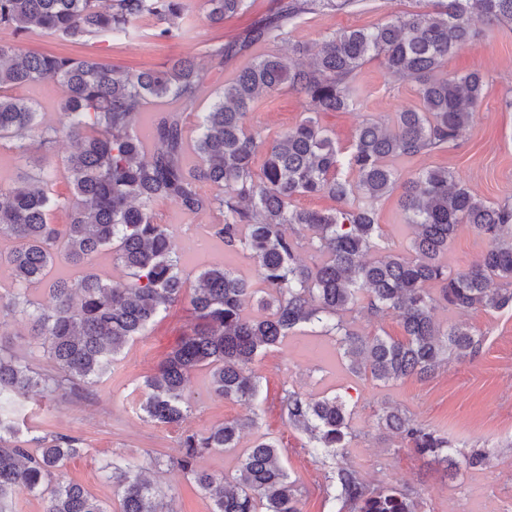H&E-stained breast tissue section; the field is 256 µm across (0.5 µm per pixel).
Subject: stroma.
Here are the masks:
<instances>
[{
    "label": "stroma",
    "instance_id": "35a3bbf8",
    "mask_svg": "<svg viewBox=\"0 0 512 512\" xmlns=\"http://www.w3.org/2000/svg\"><path fill=\"white\" fill-rule=\"evenodd\" d=\"M247 3L245 19H228L221 25L210 24L202 11H195L187 23V33L170 41L152 39L156 23L150 19L136 24L117 43L101 37L75 44L48 35L22 41L21 47L75 58L94 57L125 70L156 67L178 57L194 58L209 72L210 81L183 114L185 135L191 140L197 134L199 115L209 110L219 87L246 64L240 58L217 66L207 54L209 45L219 36L232 39L245 20L264 16L272 6V0ZM431 8V0H358L357 5L344 11L322 9L302 16L290 26L288 38L262 44L259 51L286 59L292 57L294 44L314 52L334 31L370 27L399 12ZM479 28L477 44L458 49L449 56L443 70L451 76L481 73L487 87L484 102L454 147L403 158L395 166L405 177L436 167L449 169L482 199L501 203L512 201V108L506 106L512 99V24L483 22ZM354 82L363 91L356 109L319 116L340 146H349L365 121L388 123L398 112L419 104L413 84L388 74L380 60L371 59L361 65ZM304 115V103L282 89L264 96L248 115L247 124L272 138L298 124ZM70 150L69 141L64 140L51 154L34 148L28 159L22 160L10 143H1L0 184H18L25 172L61 168ZM154 213L157 223L169 225L177 243L192 238V225L215 222L212 212L188 216L166 201L158 202ZM376 213L383 229L379 248L405 252L412 234L402 218L399 193L378 201ZM208 253L205 260L197 254L183 255L185 298L163 312L145 336L130 342L98 382L51 403L38 397L29 399L22 411L25 437L62 433L83 441L82 454L67 461L63 477L82 485L110 510L116 502L102 467L112 456L120 454L142 466L153 459L165 462L178 455L182 433L204 434L219 423L248 413L244 405L216 397L209 372L203 369L185 388L191 411L183 424L156 425L141 417L146 376L196 322L189 297L200 271L213 262L229 266L247 279L255 277V263L249 252L231 250L213 240ZM437 317L444 323H465L482 333L483 349L476 359L451 361L423 381L409 378L382 386L354 377L334 341L307 328L256 359L252 369L260 383L261 403L256 421L242 435L240 445L249 447L263 436L279 443L288 471L302 490V512H338L329 494L336 465L311 457L307 435L290 426L281 413L279 397L283 390L292 388L316 397L339 394L349 402L356 436L346 463L355 467L371 487L396 485L413 490L420 501V512H512V307L491 313L441 309ZM388 404L401 406L456 449L485 448L491 455L490 463L480 470L449 476L444 465L416 456L401 447L398 439L378 429L377 415ZM159 486L174 512H211L210 500L180 471L163 469Z\"/></svg>",
    "mask_w": 512,
    "mask_h": 512
}]
</instances>
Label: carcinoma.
Here are the masks:
<instances>
[{
	"label": "carcinoma",
	"mask_w": 512,
	"mask_h": 512,
	"mask_svg": "<svg viewBox=\"0 0 512 512\" xmlns=\"http://www.w3.org/2000/svg\"><path fill=\"white\" fill-rule=\"evenodd\" d=\"M213 24L240 14L246 0H0V30L16 37L59 34L74 40L126 36L147 18L166 22L152 38L167 41L186 29L194 2ZM357 0H274L265 18L233 39L213 44L209 55L222 66L251 61L224 81L218 99L203 113L188 145L178 112H160L146 133L140 117L158 102L192 105L206 73L190 59L161 69L125 72L95 59L27 51L0 43V141L14 142L19 158L29 140L47 150L60 138L75 144L63 170L25 175L21 185L0 184V269L13 287L0 292V512L21 493L39 495L45 512H108L81 485L62 479L67 460L84 451L81 439L56 434L24 439L18 413L30 395L56 399L96 382L133 340L146 335L163 311L181 301L185 281L171 235L158 224L154 205L175 204L184 214L217 212L212 235L230 248L250 252L263 289L227 266L214 264L198 275L191 305L198 323L181 337L144 380L142 418L156 424L182 422L189 413L183 390L193 374L209 370L213 392L252 406L260 385L256 358L303 327L331 337L349 359L350 373L388 385L409 377L428 378L452 359H474L483 336L463 323L444 325L437 310L496 312L512 305V203L491 204L461 185L446 168L400 180L392 161L450 147L485 97L486 82L472 73L456 78L440 68L448 55L471 44L474 22L512 23V0H440L437 8L399 13L371 28L328 35L305 64L274 55H252L260 44L281 40L299 17L330 8L346 10ZM377 57L386 71L416 86L419 107L396 114L392 124L366 122L348 148L320 124L319 114L359 103L355 71ZM61 85L65 121L50 125L15 87L45 81ZM287 87L306 104L308 115L272 141L246 118L262 96ZM197 156L185 163L187 147ZM265 160L255 171L260 148ZM62 176L75 202L53 197L48 183ZM402 184L401 209L413 231L409 251L381 252L383 235L375 205ZM216 192L206 194L202 187ZM326 196L328 210L299 208L298 197ZM70 210L66 224L52 222L55 210ZM487 241L464 268L448 265V246L462 225ZM128 271L116 286L87 269L102 251ZM319 261L308 265L300 253ZM82 270L48 287L37 306L29 287L40 283L56 260ZM435 290H430V287ZM266 311L251 315L252 300ZM395 313L400 337L365 335L352 314ZM30 325L32 342L54 362L43 373L5 347L10 321ZM288 424L309 436L314 456L344 459L350 451L352 413L339 396L313 398L296 390L280 397ZM254 418L226 420L203 435L183 436L169 467L191 476L213 504L212 512H301L296 481L284 465V449L258 439L237 458L232 474L199 466L205 455L239 447ZM377 425L423 458L454 475L459 466L482 468L483 448L454 449L447 439L417 423L397 405L383 409ZM108 479L118 500L115 512H173L140 466L112 460ZM334 500L348 512H419L414 493L397 486L372 489L351 467L334 472Z\"/></svg>",
	"instance_id": "cac0c4a2"
}]
</instances>
